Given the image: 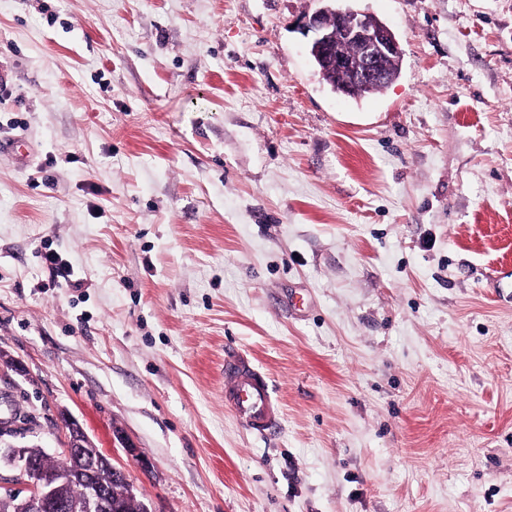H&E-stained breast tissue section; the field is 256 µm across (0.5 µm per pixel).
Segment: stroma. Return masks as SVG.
<instances>
[{"label": "stroma", "mask_w": 512, "mask_h": 512, "mask_svg": "<svg viewBox=\"0 0 512 512\" xmlns=\"http://www.w3.org/2000/svg\"><path fill=\"white\" fill-rule=\"evenodd\" d=\"M339 2L403 50L361 99L321 0H0V418L150 512H512V0ZM224 407L260 436L271 435L281 425V406L268 376L235 349L224 356Z\"/></svg>", "instance_id": "obj_1"}]
</instances>
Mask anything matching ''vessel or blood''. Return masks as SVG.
<instances>
[{
  "instance_id": "1",
  "label": "vessel or blood",
  "mask_w": 512,
  "mask_h": 512,
  "mask_svg": "<svg viewBox=\"0 0 512 512\" xmlns=\"http://www.w3.org/2000/svg\"><path fill=\"white\" fill-rule=\"evenodd\" d=\"M224 406L257 435H271L281 425V406L268 376L234 349L224 356Z\"/></svg>"
}]
</instances>
